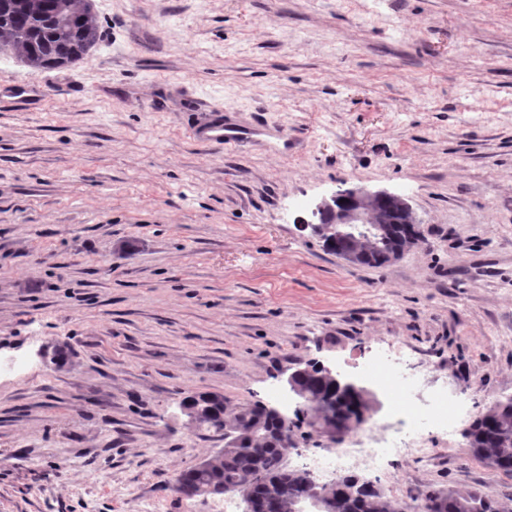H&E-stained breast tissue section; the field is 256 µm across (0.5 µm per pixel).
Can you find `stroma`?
<instances>
[{"mask_svg":"<svg viewBox=\"0 0 512 512\" xmlns=\"http://www.w3.org/2000/svg\"><path fill=\"white\" fill-rule=\"evenodd\" d=\"M99 43L0 52V512H208L224 446L184 398L282 405L322 365L375 399L398 351L459 407L433 461L352 473L420 507L501 493L466 433L512 396V0H93ZM239 132L215 150L213 121ZM403 195L399 259L302 227L340 182Z\"/></svg>","mask_w":512,"mask_h":512,"instance_id":"1","label":"stroma"}]
</instances>
